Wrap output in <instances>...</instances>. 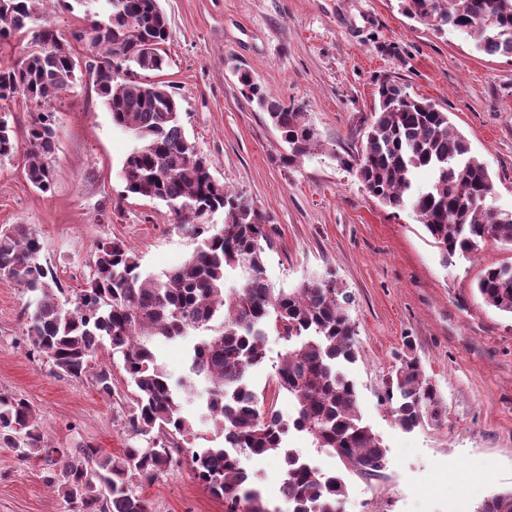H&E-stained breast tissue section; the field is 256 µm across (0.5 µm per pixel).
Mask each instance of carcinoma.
<instances>
[{
    "mask_svg": "<svg viewBox=\"0 0 512 512\" xmlns=\"http://www.w3.org/2000/svg\"><path fill=\"white\" fill-rule=\"evenodd\" d=\"M38 2L0 0V44L17 34L30 36L21 58L0 63V101L20 96L36 109L26 130L27 181L43 194L51 190L53 103L86 73L113 123L137 142L123 161L124 192L165 202L178 223L189 225L196 245L181 265L145 275L133 248L117 239L101 241L86 288L67 309L57 297L62 291L57 277L38 261L42 246L36 233L22 224L0 230V277L35 295L26 318L34 349L54 374L79 379L91 353L109 344L112 354L122 356L134 388L128 428L153 441L150 448L129 447L117 455L91 445L55 448L45 441L28 400L0 393V447L22 460L43 462L48 483L71 512H150L135 485L178 466L195 436L194 421L157 363L154 344L185 341L200 332L202 337L189 343L190 369L208 384L206 407L224 446L190 450L195 478L224 499L226 512H267L226 446L256 455L282 452L288 470L284 498L292 512H345L342 478H330L285 450L286 423L245 376L265 361L268 330L287 337L274 393L285 391L295 401L293 428L363 473L382 471L384 448L363 424L355 387L338 369L355 359L348 297L330 275L288 290L268 283L267 217L213 178L207 159L187 141L170 85L149 80V73L166 65L168 21L157 0H112L105 19L68 38L43 22ZM403 11L437 32L466 33L480 52L512 58V0H403ZM85 41L94 53L84 71L73 44ZM237 76L244 96L267 113L288 144V162L308 155L317 137L305 113L269 99L248 70ZM377 95L366 144L361 153L341 159L342 165L384 206L411 208L447 257L474 253L489 239L512 244V213L487 207L492 177L448 113L391 79L378 84ZM17 149L8 115L0 114V160ZM422 171L431 179L421 186ZM218 211L223 227L212 234L205 218ZM237 266L244 270L243 284L225 287V268ZM476 288L486 305L512 315V264L484 268ZM385 401L406 430L426 419L439 421L445 408L420 362L409 355L391 377ZM477 512H512V492L492 495Z\"/></svg>",
    "mask_w": 512,
    "mask_h": 512,
    "instance_id": "obj_1",
    "label": "carcinoma"
}]
</instances>
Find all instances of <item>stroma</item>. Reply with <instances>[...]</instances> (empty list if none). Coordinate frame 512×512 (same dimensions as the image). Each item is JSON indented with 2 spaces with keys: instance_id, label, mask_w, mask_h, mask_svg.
Wrapping results in <instances>:
<instances>
[{
  "instance_id": "35a3bbf8",
  "label": "stroma",
  "mask_w": 512,
  "mask_h": 512,
  "mask_svg": "<svg viewBox=\"0 0 512 512\" xmlns=\"http://www.w3.org/2000/svg\"><path fill=\"white\" fill-rule=\"evenodd\" d=\"M168 20L169 81L195 151L215 180L267 216L265 275L290 289L332 275L350 295L356 358L342 370L357 391L363 423L382 444L386 464L368 475L312 437L289 430L286 448L301 461L342 476L346 512H476L512 491V316L488 307L475 285L486 266L512 264V245L486 241L471 256L444 257L411 209L383 206L343 167L360 151L378 83L386 77L435 101L483 160L495 191L490 208L512 212V58L478 52L466 34L437 33L406 17L399 0H157ZM98 0H50L44 21L61 33L87 26ZM267 95L303 108L317 146L294 163L288 146L245 98L238 68ZM56 152L52 190L37 192L23 159L0 161V229L25 224L42 243L65 300L84 288L97 243L118 239L158 275L179 265L195 243L165 203L126 194L120 171L135 145L112 123L90 77L53 104ZM34 296L0 278V393L38 410L49 445L90 444L108 454L138 444L126 424L131 399L121 357L98 348L89 364L112 373V392L93 378L64 379L35 354L25 334ZM440 391L445 412L411 430L384 401L404 340ZM266 360L247 373L251 387L276 395L283 418L295 414L274 394L276 364L288 343L275 332ZM184 398L195 415L194 447L223 444L205 407L204 382ZM240 463L268 512H291L279 493L284 460L241 454ZM150 512H225L189 463L139 487ZM44 480L41 463L0 448V512H67Z\"/></svg>"
}]
</instances>
